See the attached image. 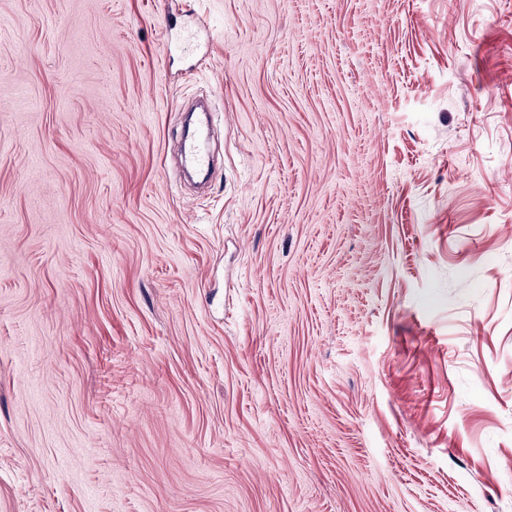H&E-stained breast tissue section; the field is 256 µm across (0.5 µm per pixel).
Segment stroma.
Returning <instances> with one entry per match:
<instances>
[{"mask_svg":"<svg viewBox=\"0 0 512 512\" xmlns=\"http://www.w3.org/2000/svg\"><path fill=\"white\" fill-rule=\"evenodd\" d=\"M0 512H512V0H0ZM207 134L205 129L198 132L197 137L193 140L180 141L177 150L179 155L187 162L188 165L197 169L206 168L209 165V158L204 154L198 146L199 140L203 139Z\"/></svg>","mask_w":512,"mask_h":512,"instance_id":"35a3bbf8","label":"stroma"}]
</instances>
